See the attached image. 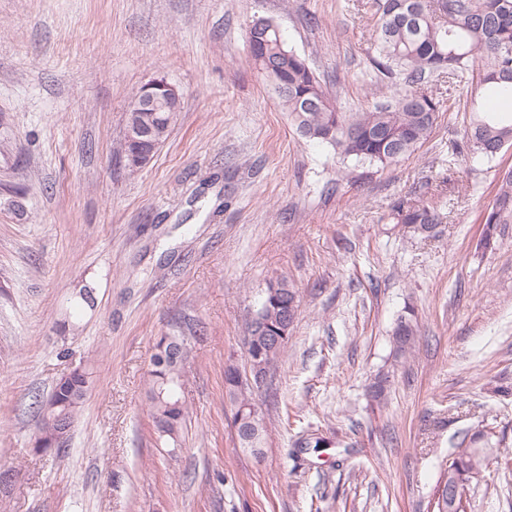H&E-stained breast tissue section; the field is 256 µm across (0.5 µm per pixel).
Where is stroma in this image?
I'll list each match as a JSON object with an SVG mask.
<instances>
[{
	"instance_id": "35a3bbf8",
	"label": "stroma",
	"mask_w": 512,
	"mask_h": 512,
	"mask_svg": "<svg viewBox=\"0 0 512 512\" xmlns=\"http://www.w3.org/2000/svg\"><path fill=\"white\" fill-rule=\"evenodd\" d=\"M375 0H0V512H432L464 435L512 453V224L481 215L512 148L454 157L471 88L387 166L302 138L247 43L267 18L340 107L372 104ZM164 76L182 112L152 161L114 153L132 93ZM467 189H460V181ZM397 198L442 211L421 240ZM299 292L288 347L241 448L224 367L271 282ZM93 307H79L82 286ZM418 329L395 362L398 321ZM189 348L177 447L146 400L156 341ZM69 350L61 358V350ZM85 365L94 387L61 455L36 452L33 403ZM382 371V401L369 386ZM322 439L298 449L302 434ZM467 512H512L488 464Z\"/></svg>"
}]
</instances>
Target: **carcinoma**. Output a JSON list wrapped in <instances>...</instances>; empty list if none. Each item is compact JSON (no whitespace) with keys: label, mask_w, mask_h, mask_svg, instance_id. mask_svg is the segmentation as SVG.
Returning a JSON list of instances; mask_svg holds the SVG:
<instances>
[{"label":"carcinoma","mask_w":512,"mask_h":512,"mask_svg":"<svg viewBox=\"0 0 512 512\" xmlns=\"http://www.w3.org/2000/svg\"><path fill=\"white\" fill-rule=\"evenodd\" d=\"M379 10L371 37L372 64L388 86L379 90L371 107L358 112L338 107L305 58L298 55L282 61L286 46L276 24L248 33L261 47V54L252 56L254 64L273 85L282 87L276 91L278 100L300 136L332 147L344 160L384 166L425 140L444 111L440 96L412 86L441 76L469 83L476 91L512 97V0H379ZM471 112L464 139L472 157L491 159L512 147V114L505 118L484 112L476 99ZM138 119L153 129L161 145L177 124L179 112H141ZM387 219L415 237L429 239L436 236L443 214L434 205L398 200L390 206ZM481 223L488 236L496 225L512 223V170L503 174ZM298 308V291L281 279L269 285L255 311L264 329H255L251 319L246 322L245 334L255 336L256 353L270 370L288 345L289 336L280 332L282 322L289 310ZM415 341L414 325L399 321L391 340L395 358L411 356ZM186 360L180 338L174 336L169 342L159 338L151 357L147 401L156 443L161 445H177L186 423L187 407L180 395ZM240 376L237 366H225V394L233 407L232 423L240 445L257 449L265 428L262 424L251 428L253 398L239 389ZM92 387L91 374L82 366L63 374L50 395L53 414L76 421ZM54 431L52 414H40L34 437L43 445L40 452H62L52 442ZM490 444L491 433L486 430L463 437L457 445V455L468 451L463 470H483L484 449Z\"/></svg>","instance_id":"1"}]
</instances>
